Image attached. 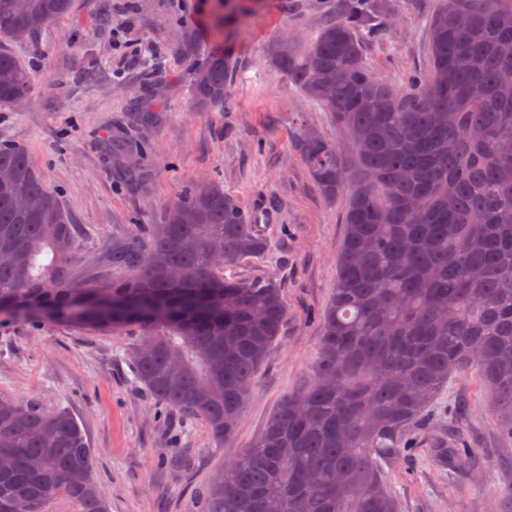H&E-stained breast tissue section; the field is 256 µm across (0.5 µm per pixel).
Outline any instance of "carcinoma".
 Listing matches in <instances>:
<instances>
[{"mask_svg": "<svg viewBox=\"0 0 512 512\" xmlns=\"http://www.w3.org/2000/svg\"><path fill=\"white\" fill-rule=\"evenodd\" d=\"M71 0H0V105L24 102L32 78L13 46L67 15ZM374 4L337 0L336 18L304 49L281 44L274 62L345 128L356 165L314 130L298 136L321 192L346 197L336 289L321 323L315 373L284 397L263 433L202 492L201 512H399L384 481L417 448L448 377L475 373L512 438V0H439L428 20L430 69L403 87L371 66ZM232 64L215 56L191 74L204 110L227 103ZM146 82L127 130L104 150L143 173L155 117ZM75 225L28 150L0 143V320H49L120 334L133 327L137 382L160 404L198 417L217 446L229 441L253 378L280 336V284L227 278L224 266L264 256L239 201L218 182L188 186L150 225L149 243L112 241V275L72 273ZM176 268L171 281L164 270ZM0 512H108L90 471L92 449L74 417L34 399H0ZM443 459L465 467L470 447Z\"/></svg>", "mask_w": 512, "mask_h": 512, "instance_id": "obj_1", "label": "carcinoma"}]
</instances>
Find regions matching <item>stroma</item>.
Wrapping results in <instances>:
<instances>
[{
    "mask_svg": "<svg viewBox=\"0 0 512 512\" xmlns=\"http://www.w3.org/2000/svg\"><path fill=\"white\" fill-rule=\"evenodd\" d=\"M226 0L224 30L210 26L215 0H72L16 53L34 90L18 107L0 106V142L25 146L45 185L57 192L77 229L75 274L107 269L112 241L144 235L189 183L221 181L253 215L269 253L228 266L225 276L273 277L288 317L252 382L233 440L217 447L203 420L184 426L136 383L129 351L137 331L102 334L42 321L0 323V398H35L69 411L94 451L92 476L109 512H199L211 475L263 432L281 399L313 376L321 317L336 288L345 198L327 199L297 148L300 129L332 140L347 160L348 132L289 85L270 62L282 35L296 47L336 14V0ZM437 0H382L379 35L364 45L375 70L394 84L431 63L426 21ZM223 55L236 69L224 110L201 112L188 90L192 68ZM162 81L146 173L126 182L102 141L125 122L140 85ZM419 448L386 470L401 512H512L492 496L512 483V440L503 437L490 393L473 374L452 375L431 411ZM466 438L475 465L444 467L437 442Z\"/></svg>",
    "mask_w": 512,
    "mask_h": 512,
    "instance_id": "1",
    "label": "stroma"
}]
</instances>
